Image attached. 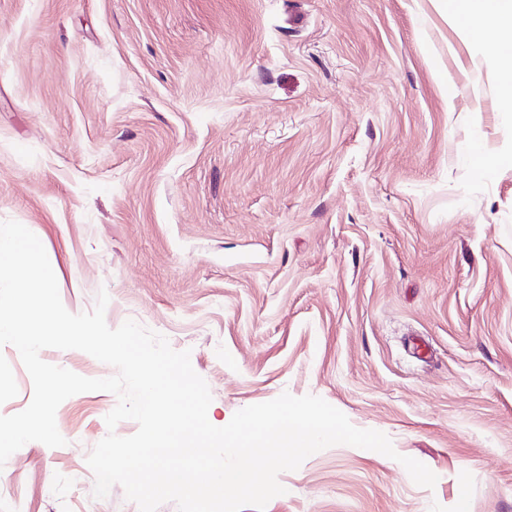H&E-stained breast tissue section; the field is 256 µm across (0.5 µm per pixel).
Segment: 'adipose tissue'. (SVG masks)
<instances>
[{"instance_id":"ef3b65f1","label":"adipose tissue","mask_w":512,"mask_h":512,"mask_svg":"<svg viewBox=\"0 0 512 512\" xmlns=\"http://www.w3.org/2000/svg\"><path fill=\"white\" fill-rule=\"evenodd\" d=\"M448 9L452 18L469 19L470 36L512 42V0H448Z\"/></svg>"}]
</instances>
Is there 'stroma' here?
Returning <instances> with one entry per match:
<instances>
[{"label": "stroma", "mask_w": 512, "mask_h": 512, "mask_svg": "<svg viewBox=\"0 0 512 512\" xmlns=\"http://www.w3.org/2000/svg\"><path fill=\"white\" fill-rule=\"evenodd\" d=\"M465 26L448 0H0V221L64 307L106 291L109 327L190 350L215 426L312 394L437 476L335 445L265 512H512V44ZM32 393L0 347V415ZM116 403L66 399L0 512H139L86 463Z\"/></svg>", "instance_id": "35a3bbf8"}]
</instances>
